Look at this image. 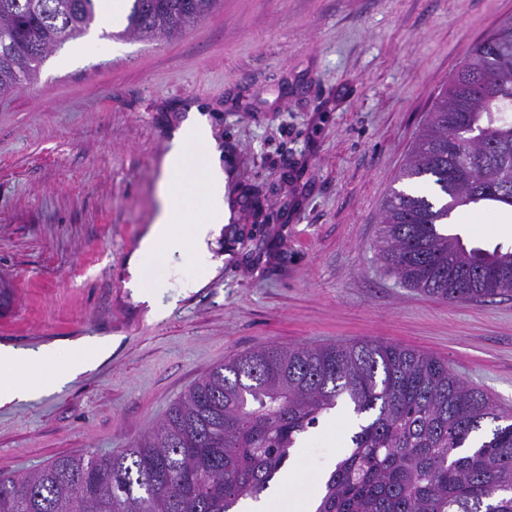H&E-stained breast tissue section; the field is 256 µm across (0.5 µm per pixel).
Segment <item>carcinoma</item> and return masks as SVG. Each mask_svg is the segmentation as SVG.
Listing matches in <instances>:
<instances>
[{
    "instance_id": "carcinoma-1",
    "label": "carcinoma",
    "mask_w": 512,
    "mask_h": 512,
    "mask_svg": "<svg viewBox=\"0 0 512 512\" xmlns=\"http://www.w3.org/2000/svg\"><path fill=\"white\" fill-rule=\"evenodd\" d=\"M220 0H130L115 37L173 38ZM97 0H0V96L33 82L53 48L97 18ZM512 18L480 39L436 96L393 192L378 256L407 288L449 301L512 296V248H467L448 220L512 209ZM344 403L351 449L316 512H512V412L431 354L379 339L264 345L201 375L160 423L108 455L0 478V512H237L270 488L293 448Z\"/></svg>"
}]
</instances>
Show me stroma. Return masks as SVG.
<instances>
[{"label":"stroma","instance_id":"35a3bbf8","mask_svg":"<svg viewBox=\"0 0 512 512\" xmlns=\"http://www.w3.org/2000/svg\"><path fill=\"white\" fill-rule=\"evenodd\" d=\"M512 0H223L176 39L121 42L0 97V343L118 341L92 372L0 407V476L127 447L206 370L267 344L378 338L448 362L512 410V296L442 301L378 256L383 205L436 95ZM204 109L229 216L204 287L164 288V318L125 288L156 207L172 132ZM465 208L464 216L475 213ZM466 247L512 246V211L483 208ZM340 407L300 439L288 495L351 433Z\"/></svg>","mask_w":512,"mask_h":512}]
</instances>
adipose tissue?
I'll list each match as a JSON object with an SVG mask.
<instances>
[{"label": "adipose tissue", "mask_w": 512, "mask_h": 512, "mask_svg": "<svg viewBox=\"0 0 512 512\" xmlns=\"http://www.w3.org/2000/svg\"><path fill=\"white\" fill-rule=\"evenodd\" d=\"M184 125V130L173 132L164 157L153 222L127 264L126 288L158 318L165 311L157 306L154 291L146 288L143 270L166 260L195 262L212 272L217 263L209 247L227 213L226 176L208 117L193 106ZM114 345L109 336L88 337L66 350L55 343L28 348L0 344V406L61 389L95 369L111 355Z\"/></svg>", "instance_id": "ef3b65f1"}]
</instances>
